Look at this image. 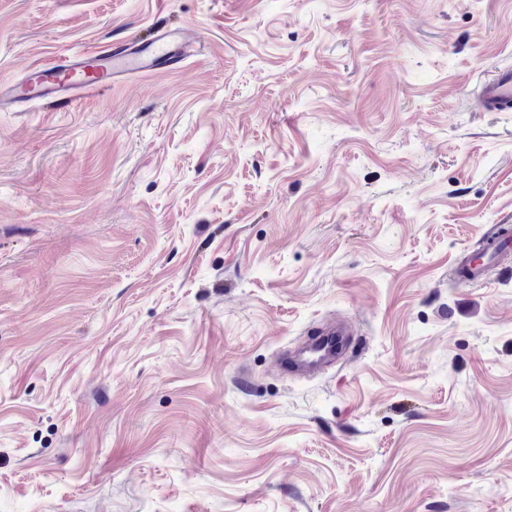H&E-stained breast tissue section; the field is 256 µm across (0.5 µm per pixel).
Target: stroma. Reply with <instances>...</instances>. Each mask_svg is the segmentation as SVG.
I'll return each mask as SVG.
<instances>
[{
  "mask_svg": "<svg viewBox=\"0 0 512 512\" xmlns=\"http://www.w3.org/2000/svg\"><path fill=\"white\" fill-rule=\"evenodd\" d=\"M171 25L0 111V512H512V0H0V80ZM200 47L187 29L162 28L143 43L124 40L27 66L25 70L36 77L34 94H20L17 84L0 83V109L20 107L35 98L64 107L79 95L100 93L130 76L174 69L196 56ZM477 101L482 110L508 112L512 110V68L494 70L477 92ZM509 239V229L497 226L487 236L479 252L466 256L462 264L457 266V278L468 284L482 281L489 267L500 263L501 257L512 251V233L511 242ZM317 336L299 348L297 357H285L282 360L283 369L287 373L305 375L334 364L336 351L342 346L343 336H346V327H336L335 323H331Z\"/></svg>",
  "mask_w": 512,
  "mask_h": 512,
  "instance_id": "1",
  "label": "stroma"
}]
</instances>
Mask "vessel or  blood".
Returning <instances> with one entry per match:
<instances>
[{
  "mask_svg": "<svg viewBox=\"0 0 512 512\" xmlns=\"http://www.w3.org/2000/svg\"><path fill=\"white\" fill-rule=\"evenodd\" d=\"M199 42L187 29L162 28L146 42L128 40L111 43L96 49L89 48L73 55L32 66L35 76L33 95L21 94L16 85L0 83V109L16 108L35 97L55 107H63L83 94L102 92L112 83L131 76H148L176 68L197 55ZM482 110L508 112L512 110V68L494 70L477 92ZM512 252V231L496 227L487 236L479 252L466 256L455 274L462 282L471 284L482 281L490 266ZM345 327L326 325L317 337L300 348L298 356L284 358L286 372L305 375L334 364L336 352L343 343Z\"/></svg>",
  "mask_w": 512,
  "mask_h": 512,
  "instance_id": "1",
  "label": "vessel or blood"
}]
</instances>
